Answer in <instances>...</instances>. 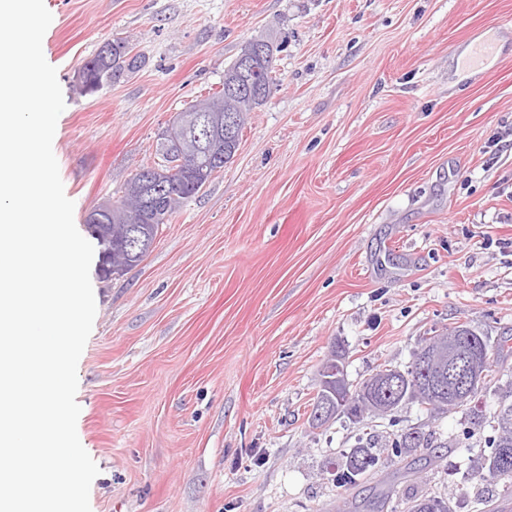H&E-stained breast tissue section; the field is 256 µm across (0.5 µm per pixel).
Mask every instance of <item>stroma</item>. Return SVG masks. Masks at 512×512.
<instances>
[{
  "instance_id": "1",
  "label": "stroma",
  "mask_w": 512,
  "mask_h": 512,
  "mask_svg": "<svg viewBox=\"0 0 512 512\" xmlns=\"http://www.w3.org/2000/svg\"><path fill=\"white\" fill-rule=\"evenodd\" d=\"M66 107L53 152L74 222L156 161L162 130L271 37L277 85L234 157L98 302L78 362L77 432L100 469L91 512H341L365 432L308 415L319 371L407 369L460 324L512 334V0H45ZM135 70L75 76L104 41ZM458 413L402 404L376 434L456 436ZM394 487L484 492L467 456L384 457Z\"/></svg>"
}]
</instances>
